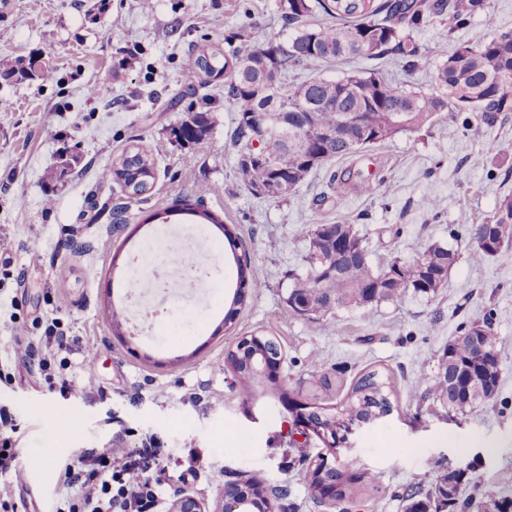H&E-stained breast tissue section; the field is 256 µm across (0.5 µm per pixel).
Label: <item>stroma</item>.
Wrapping results in <instances>:
<instances>
[{
  "label": "stroma",
  "instance_id": "stroma-1",
  "mask_svg": "<svg viewBox=\"0 0 512 512\" xmlns=\"http://www.w3.org/2000/svg\"><path fill=\"white\" fill-rule=\"evenodd\" d=\"M245 42L287 40L292 29L279 0H0V60L34 56L53 80L17 84L0 76V232L15 246L0 255V409L15 420L26 449L59 412L71 414L69 434L45 468L29 482L0 475V512H52L66 500V462L83 449L115 441L140 447L153 437L166 448L171 475L160 512L176 495L196 496L205 512H221L225 484L256 479L285 490L284 512H403L408 490L431 492L449 464H467V495H512V262L469 260L471 225L490 217L500 197L512 194V112L466 130L442 113L429 132L401 133L370 151L312 172L282 200L251 196L240 180L235 110L223 80L204 88L211 117L199 144L156 151L165 127L182 107L170 101L185 85L202 45L224 47L225 27ZM106 84L107 99L89 98L90 85ZM499 143L501 154L488 150ZM78 146L79 161L65 182L45 173L63 148ZM156 151V179L147 193L128 198L100 178L130 147ZM376 186L373 196L338 186L345 169ZM205 192L209 209L248 249L263 281L250 289L232 323L224 317L239 285L223 234L208 224L141 223V215L169 209L175 193ZM53 206H46V198ZM434 198L435 209L425 201ZM128 202L130 222L113 225L109 205ZM344 219L354 225L374 268L395 255L413 259L438 242L458 253L436 296L411 293L370 311L340 310L319 332L286 304L289 270L301 269L307 226ZM192 233L206 246L221 244L217 269L202 289L193 318L168 309L154 331H132L127 270L155 238ZM42 261L30 265L29 250ZM489 319L500 353L496 397L464 415L449 416L430 395L437 357L461 326ZM70 340L49 360L28 355L48 325ZM272 336L282 347L279 374L250 381L224 367L228 350L245 336ZM96 356L85 361L83 350ZM389 383L391 414L350 435L336 459L365 474L357 499L333 509L317 504L296 465L299 454H324L315 436L301 433L284 405L308 392L311 378L329 376L333 387L317 403L342 400L363 373ZM83 395L67 391L71 382ZM478 445L461 452L460 441ZM208 466L180 481L188 451Z\"/></svg>",
  "mask_w": 512,
  "mask_h": 512
}]
</instances>
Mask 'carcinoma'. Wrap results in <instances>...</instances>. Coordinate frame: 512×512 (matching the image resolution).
<instances>
[{
  "label": "carcinoma",
  "mask_w": 512,
  "mask_h": 512,
  "mask_svg": "<svg viewBox=\"0 0 512 512\" xmlns=\"http://www.w3.org/2000/svg\"><path fill=\"white\" fill-rule=\"evenodd\" d=\"M319 8L333 21L307 22ZM488 0H280V9L293 33L285 42L269 40L226 55L219 49L202 50L198 72L207 77H226L224 90L235 106V137L240 145L237 172L254 197L280 200L288 197L307 176L333 160H343L404 132L429 130L443 112L464 115L466 129L494 120L496 112L512 111V30L489 36L482 31L451 46L434 65L435 88L425 92L395 82L379 69H352L338 80L312 77L301 83L287 82L294 73L315 61H342L358 57L393 56L409 71L428 62L416 34L433 19L448 15L442 37L468 28L475 15L486 11ZM3 74L19 82L49 81L53 71L36 67L32 57L6 63ZM196 88L174 101L187 103L185 117L165 128L168 144L180 147L203 141L211 128L209 113L198 110ZM268 112L282 113L281 132L253 147L257 125ZM347 113L362 115L368 138L353 130L336 139H309V131H331ZM155 179L154 160L140 150L128 151L111 168L106 180L116 181L132 195H141ZM182 211L224 232L231 247L237 235L224 219L208 209L198 210L186 195L179 196ZM309 249L303 258L305 271L288 275L291 285L286 305L306 320L311 330L324 325L341 308L368 309L401 298L408 290L427 297L445 286L448 269L458 253L441 243L429 244L415 259L394 257L381 270L373 269L363 238L353 225L338 219L331 224L307 227ZM470 261L482 264L506 256L512 248V195L503 196L492 216L470 230ZM239 288L228 316L232 321L246 302L247 287L263 282L246 256L235 257ZM500 383L499 353L491 324L475 321L448 341L438 360L432 395L457 414L476 403L492 400ZM386 382L375 371L361 375L335 411L322 414L298 406L297 415L324 421L330 435L337 423L370 422L391 412L384 393ZM464 473H441L433 491L420 497L406 494L405 512H470L474 503L461 498ZM313 499L322 502L323 487L336 488V502L356 496L369 484L366 476L347 467L333 472L308 470Z\"/></svg>",
  "instance_id": "1"
}]
</instances>
